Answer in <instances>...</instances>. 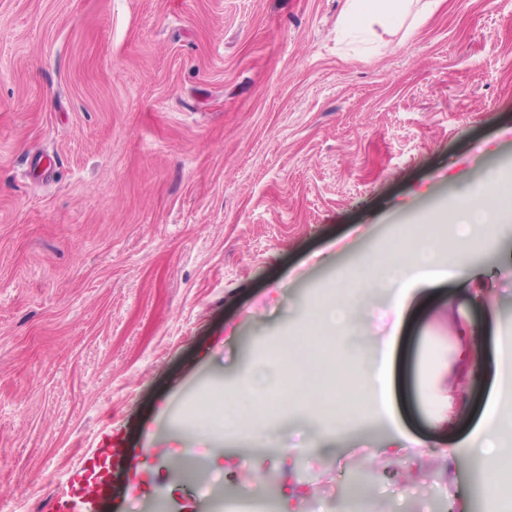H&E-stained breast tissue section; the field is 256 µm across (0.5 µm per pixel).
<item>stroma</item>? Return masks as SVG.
I'll return each instance as SVG.
<instances>
[{
	"label": "stroma",
	"mask_w": 512,
	"mask_h": 512,
	"mask_svg": "<svg viewBox=\"0 0 512 512\" xmlns=\"http://www.w3.org/2000/svg\"><path fill=\"white\" fill-rule=\"evenodd\" d=\"M345 0H0V512H224L242 486L284 512H427L467 478L448 455L475 391L512 417V237L493 271L417 295L394 338L407 436L371 414L327 439L294 405L264 444L211 442L195 407L303 344L319 295L419 216L512 177V0H442L368 48ZM55 162L35 176L29 160ZM104 442L129 499L92 501ZM97 459L110 461L112 459V471H127L132 466V459L129 458L122 448H94L82 458L79 466L86 467L93 464Z\"/></svg>",
	"instance_id": "1"
}]
</instances>
